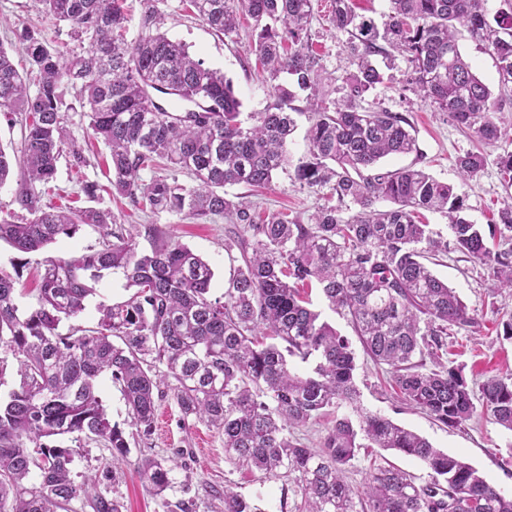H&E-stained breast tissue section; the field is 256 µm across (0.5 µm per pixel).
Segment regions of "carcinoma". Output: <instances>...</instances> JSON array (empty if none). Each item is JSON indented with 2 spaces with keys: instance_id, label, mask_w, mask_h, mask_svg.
Returning <instances> with one entry per match:
<instances>
[{
  "instance_id": "obj_1",
  "label": "carcinoma",
  "mask_w": 512,
  "mask_h": 512,
  "mask_svg": "<svg viewBox=\"0 0 512 512\" xmlns=\"http://www.w3.org/2000/svg\"><path fill=\"white\" fill-rule=\"evenodd\" d=\"M37 2L55 21L72 23L74 47L60 50L30 31L20 33L29 66L24 77L0 46V110L22 112L20 148L11 155L0 148V185L19 167L16 200L32 215L23 223L0 222V240L27 254L94 224L102 242L79 257L48 261L37 305L24 313L16 278L0 266V350L17 361L19 376L0 399V512H74L75 502L92 512H121L98 480H75L73 450L56 444L86 439L103 444L114 461L127 458L129 436L111 423L99 395L103 374L120 387L139 439L152 435L156 400L168 390L183 422L222 432L229 459L266 476H293L300 497L294 512H512V496L471 465L358 406L351 345L309 308L305 291L316 285L333 310L350 317L366 354L389 367L397 397L446 426L469 420L477 397L512 432V378H488L476 396L462 368L444 360L448 336L475 318L424 263L451 246L511 291L512 203L499 210L498 223L483 228L453 187L426 170L377 171L389 156L416 152L417 142L403 114L362 105L384 79L375 57L390 67L399 55L411 65L408 83L421 103L497 143L503 133L494 112L512 101V13L489 15L487 0H389L380 28L356 12L354 0H330L329 22L347 35L358 59L345 80L347 97L331 105L318 92L326 71L308 31L314 0H189L226 37L238 33L241 16L254 20L252 51L274 82L273 101L246 126L231 80L160 31L161 0H140L131 44L124 38L127 0ZM462 30L494 57L498 94L462 54ZM64 84L92 136L110 150L113 193L152 212L222 216L251 231L249 239L231 240L242 264L221 297H211L209 264L158 228H150L151 251L140 253L132 234L109 229L115 220L107 211L42 205L37 186L54 179L67 145ZM300 92L309 127L306 160L295 168L294 182L336 195L309 224L279 211L261 213L224 193L226 186L268 187L285 168L288 139L302 114L294 106ZM162 160L187 171L195 185L165 176L142 181L140 172ZM482 167L475 153L457 159L463 176ZM425 211L448 219L450 238L429 229ZM114 273L136 289L129 300L99 303L94 330L60 333L59 324L78 317ZM292 357L315 359L312 372H295ZM331 413L336 418L320 447L294 435ZM364 447L414 457L429 479L418 484L389 463L354 488L346 472ZM177 467L174 459L141 460L162 512H197L192 500L167 498ZM224 512L259 508L226 487Z\"/></svg>"
}]
</instances>
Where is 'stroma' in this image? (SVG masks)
<instances>
[{"mask_svg":"<svg viewBox=\"0 0 512 512\" xmlns=\"http://www.w3.org/2000/svg\"><path fill=\"white\" fill-rule=\"evenodd\" d=\"M160 10L165 15L164 30L168 37L185 43L190 52L205 61L206 65L224 71L242 102L241 118L249 120L251 113L263 111L270 101V84L261 72L256 56L251 50L248 35L232 38L217 37L211 29L191 15L184 0H161ZM326 0H317L310 19V34L314 51L319 54L327 72L335 80L329 84L331 99L342 100L346 94L345 78L355 72V57L346 46L345 35L330 27L325 14ZM29 27L41 33L51 45L68 42L70 24H52L45 20L37 0H0V46L13 56L17 66H24L25 54L16 39V30ZM409 64L397 59L385 80L369 91L364 107L380 105L402 113L415 129L418 150L415 153L383 159L382 167L393 170L408 165L425 168L440 181L453 185L468 208L470 218L477 224L493 223L497 212L506 200L512 199V187L505 186L499 170V157L512 149V144L500 142L485 145L461 130L447 115L420 105L416 95L406 84ZM63 103L68 107L69 129L74 144L82 149L87 162L83 168L71 167L68 158H61L55 180L42 196L46 205L83 209L95 207L110 211L117 223L137 225L138 248L150 250L148 230L152 226L164 229L175 241L189 246L207 261L213 271V295H222L235 267L241 263L239 250H227L229 224L223 218L199 223L175 212L150 213L138 209L129 198L107 192L106 174L109 150L99 140L93 139L80 107L71 93H64ZM478 152L484 165L472 178L462 177L456 168L459 155ZM88 182L102 185L96 199H89L82 186ZM227 197L245 196L259 209L282 211L289 217L307 221L323 202L319 190H302L288 174L282 173L270 187L256 190L248 186L226 187ZM101 229L81 226L70 238H60L39 252L20 255L7 242L0 241V264L17 261L18 294L20 309L35 306L38 272L45 261L70 258L98 249ZM433 272L460 294L477 320L475 326L460 329L448 341V358L463 368L470 387L492 376L512 375V339L502 334L495 310L508 305L512 296L500 294L485 267L452 250L447 255L430 260ZM132 294L122 276L106 277L97 287L95 295L86 301L85 310L76 321H63L60 332H67L71 325L91 330L96 328L100 314L99 302L119 304ZM311 307L320 312L323 320L338 333L352 339L357 371L356 385L363 409L377 412L398 425L427 438L434 447L462 458L497 488L512 491V432L495 423L493 417L477 409L464 424L450 427L434 421L414 407L396 398L391 388V375L387 366L374 363L360 344L350 321L327 306L319 290L309 292ZM75 475L100 474L110 470V478H103L101 485L110 497L119 500L122 512H158L159 506L140 469L142 457H179L182 466L174 473L175 486L169 491L170 499H193L198 512H223L225 488H232L245 498L253 500L261 512H279L280 500L292 488L286 476L266 477L248 467L230 461L224 453V437L217 429L205 423L182 422L177 404L166 396L157 402L155 431L150 439L135 440L126 460L113 461L107 448L95 442L73 443ZM389 460L410 474L427 480L424 465L411 457L392 450L371 448L360 451L348 469L351 484H360L373 463Z\"/></svg>","mask_w":512,"mask_h":512,"instance_id":"35a3bbf8","label":"stroma"}]
</instances>
